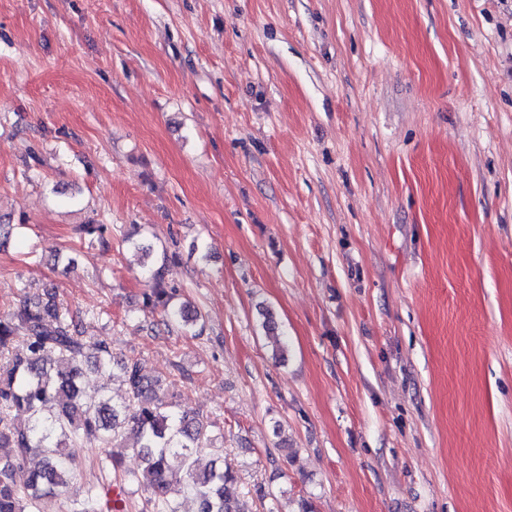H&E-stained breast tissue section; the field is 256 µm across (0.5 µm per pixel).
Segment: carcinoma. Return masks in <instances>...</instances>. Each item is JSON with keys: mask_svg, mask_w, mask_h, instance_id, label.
<instances>
[{"mask_svg": "<svg viewBox=\"0 0 512 512\" xmlns=\"http://www.w3.org/2000/svg\"><path fill=\"white\" fill-rule=\"evenodd\" d=\"M89 243L112 246L103 224H85ZM121 248L136 254L151 284L145 305L163 309L167 324L192 336L202 335L205 321L189 301L173 303L167 271L174 255L155 248L139 235L138 227L121 239ZM48 299L27 298L11 317L0 316V512H41L46 498L68 496L70 512H112V487L73 488L77 456L74 449L96 444L120 465L117 448H135L142 468L131 481L147 493L152 512H181L174 495L189 494L195 512H239L238 481L222 464L200 465L209 417L186 410L176 400L156 397L159 381L142 373L140 363H114L110 342L85 335L61 316L52 293ZM262 327L275 344L274 355L284 359L288 339L278 331L273 312L262 310ZM26 350L11 354L16 336ZM91 368L108 381L120 371L125 395L116 400L102 387L100 395L85 399L81 379ZM27 416L25 423L10 420L12 411ZM40 466L31 468L32 458Z\"/></svg>", "mask_w": 512, "mask_h": 512, "instance_id": "1", "label": "carcinoma"}]
</instances>
